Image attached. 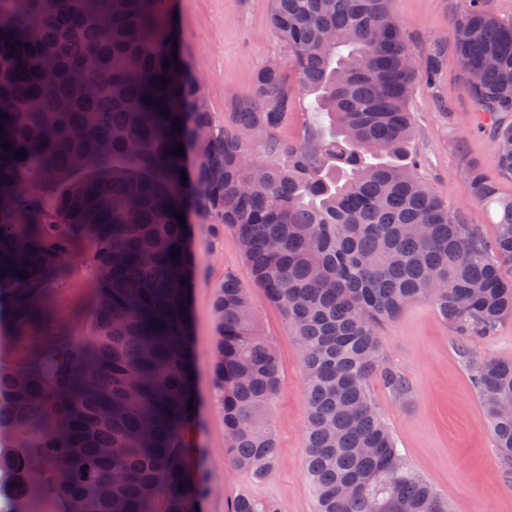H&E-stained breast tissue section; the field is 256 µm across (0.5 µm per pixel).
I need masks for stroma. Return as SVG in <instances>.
<instances>
[{
  "instance_id": "obj_1",
  "label": "stroma",
  "mask_w": 512,
  "mask_h": 512,
  "mask_svg": "<svg viewBox=\"0 0 512 512\" xmlns=\"http://www.w3.org/2000/svg\"><path fill=\"white\" fill-rule=\"evenodd\" d=\"M453 0H392L417 63L436 43L448 42ZM272 0H172L180 32V54L198 79L217 120L229 122L234 102L247 94L259 68L286 61L285 47L268 25ZM299 95L278 131L286 142L300 140L311 127L325 129L326 118ZM411 110L416 129L419 174L449 206L461 208L467 223L494 237L497 213L471 200L463 168L475 163L495 181L501 197H512V178L501 177L487 130L454 52H446L436 84L418 82ZM197 272L190 290L193 381L198 413L191 463L205 479L202 512H229L247 495L273 502L278 512H316L314 490L304 474L305 388L301 354L280 310L257 288L232 230L213 234L208 225L191 226ZM91 248L82 241L66 263V275L44 300L36 323L17 337L7 302H0V363L17 365L26 354L59 336L87 334L96 297L86 264ZM235 276L246 288L253 311L278 350L283 376L270 408L279 461L273 474L253 480L225 458L224 414L213 390L215 359L214 287ZM384 363L400 372L410 390L399 396L380 378L371 394L405 459L441 494L453 512H512V477L505 475L495 449L482 400L473 382L477 361L512 360V318L495 334L475 343L474 355L427 300L409 304L379 329Z\"/></svg>"
}]
</instances>
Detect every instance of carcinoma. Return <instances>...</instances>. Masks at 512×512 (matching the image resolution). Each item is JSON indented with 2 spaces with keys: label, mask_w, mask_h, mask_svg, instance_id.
<instances>
[{
  "label": "carcinoma",
  "mask_w": 512,
  "mask_h": 512,
  "mask_svg": "<svg viewBox=\"0 0 512 512\" xmlns=\"http://www.w3.org/2000/svg\"><path fill=\"white\" fill-rule=\"evenodd\" d=\"M459 2L451 42L463 75L481 72L472 98L511 177L512 23L489 0ZM270 26L288 66L261 67L224 124L173 54L171 0H0V289L25 333L85 238L96 284L88 335L0 363V512L45 495L55 512H155L159 499L198 512L196 258L175 216L187 211L234 232L298 341L317 512H450L371 396L377 374L409 390L384 365L378 328L424 298L470 355L512 316V199L466 165L471 199L498 209L488 240L417 174L410 92L435 79L445 45L418 69L390 0H274ZM297 91L315 96L328 134L278 139ZM248 131L271 160L254 157ZM213 309L226 457L264 479L279 456L268 410L281 359L234 277ZM474 384L512 474V361H480ZM231 512L277 508L243 495Z\"/></svg>",
  "instance_id": "obj_1"
}]
</instances>
